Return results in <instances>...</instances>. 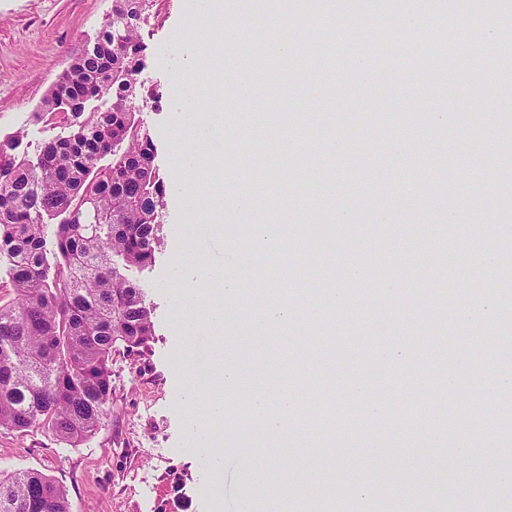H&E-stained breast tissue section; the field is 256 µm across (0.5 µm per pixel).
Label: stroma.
<instances>
[{"label":"stroma","mask_w":512,"mask_h":512,"mask_svg":"<svg viewBox=\"0 0 512 512\" xmlns=\"http://www.w3.org/2000/svg\"><path fill=\"white\" fill-rule=\"evenodd\" d=\"M211 0H157L143 30L148 46L137 79L160 102L140 112L166 181L163 244L139 276L155 336L142 357L115 354L112 406L91 440L65 448L52 436L0 429V470L36 469L67 491L72 512H512V431L452 426L424 416L373 422L366 435L332 434L313 411L361 390L394 406L416 399L479 403L489 371L512 377V293L501 290L512 243V209L446 205L475 177L512 180V153L498 148L512 109L503 105L512 75L474 78L480 55L439 59L425 26L421 65L406 46L372 48L357 39L367 17L342 10L322 38L307 93L276 97L295 53L280 36L265 39L273 65L254 91L235 83L243 67L245 27L268 12L251 0L236 38L211 18ZM112 16V0H0V137L21 135L20 152L36 159L49 125L33 113L71 58L91 46ZM377 77L365 82L363 68ZM335 104L327 117L312 102ZM481 122H473V115ZM261 148L268 166L248 168L241 144ZM385 178L417 168L453 194L430 193L414 208L402 193L353 195L362 166ZM251 169L252 182L239 173ZM323 185L321 204L295 194ZM253 194L262 206L242 224L211 218L212 193ZM268 224L287 248L272 246L258 263L243 224ZM391 261L389 272L350 277L344 265ZM308 275L316 296L300 298L287 327L267 324L253 303L275 284L273 265ZM491 288L492 314L459 315L474 284ZM224 311L216 328L212 317ZM260 336V347L241 344ZM229 363L241 379L224 386ZM263 410L252 397L266 378ZM455 388H448V378ZM290 400L296 415L279 433L277 414ZM462 455H455V448ZM372 493L357 494L355 482ZM498 482L490 494L473 490Z\"/></svg>","instance_id":"35a3bbf8"}]
</instances>
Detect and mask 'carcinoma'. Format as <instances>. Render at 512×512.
Instances as JSON below:
<instances>
[{"mask_svg": "<svg viewBox=\"0 0 512 512\" xmlns=\"http://www.w3.org/2000/svg\"><path fill=\"white\" fill-rule=\"evenodd\" d=\"M155 0H112V19L74 57L35 112L56 132L36 161L0 142V428L42 430L79 448L112 400L114 354H141L154 327L136 274L161 246L166 183L138 101L142 30ZM496 73L512 42L491 44ZM112 100L110 109H88ZM0 512H71L37 470L0 473Z\"/></svg>", "mask_w": 512, "mask_h": 512, "instance_id": "carcinoma-1", "label": "carcinoma"}]
</instances>
